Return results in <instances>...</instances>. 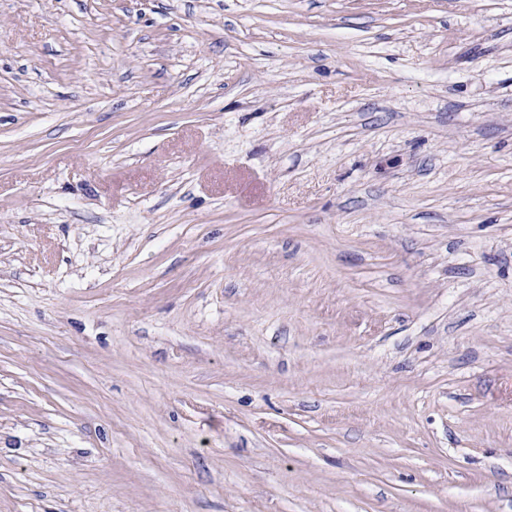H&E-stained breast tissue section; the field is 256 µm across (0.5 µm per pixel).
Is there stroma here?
I'll return each instance as SVG.
<instances>
[{
    "instance_id": "stroma-1",
    "label": "stroma",
    "mask_w": 512,
    "mask_h": 512,
    "mask_svg": "<svg viewBox=\"0 0 512 512\" xmlns=\"http://www.w3.org/2000/svg\"><path fill=\"white\" fill-rule=\"evenodd\" d=\"M0 512H512V0H0Z\"/></svg>"
}]
</instances>
